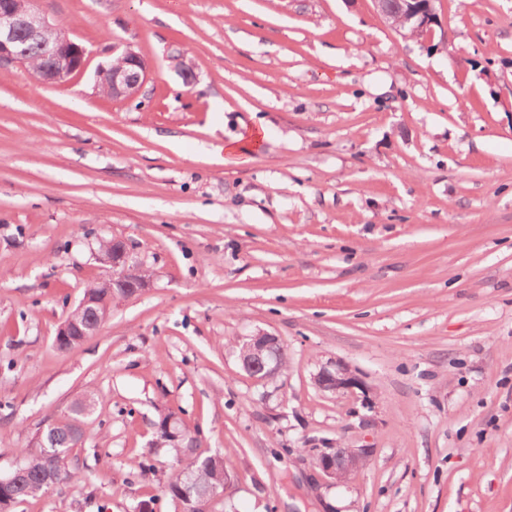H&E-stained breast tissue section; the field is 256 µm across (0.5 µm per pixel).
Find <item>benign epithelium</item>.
I'll list each match as a JSON object with an SVG mask.
<instances>
[{"label": "benign epithelium", "mask_w": 512, "mask_h": 512, "mask_svg": "<svg viewBox=\"0 0 512 512\" xmlns=\"http://www.w3.org/2000/svg\"><path fill=\"white\" fill-rule=\"evenodd\" d=\"M407 2L400 3V9L408 14L425 32L436 25L433 9L415 12L407 9ZM44 42L45 55L43 65L33 75L42 83L62 84L70 80L75 73L85 67V49L73 42L65 29L49 20L42 11L33 7V0H0V64H28L21 48V39ZM112 54L117 62L107 66L100 65L96 70V84H108L110 94L123 100L136 99L145 85L149 68L145 59L131 48L124 49L115 45ZM116 248L99 256V260L110 267L107 277L109 284L131 290V294L141 293L148 280L134 275L138 260L127 243L112 241ZM253 351L261 355L272 352L280 344V339L270 333H261L249 337ZM280 362L273 358L253 365L254 379L264 381L280 371ZM317 386L328 392L364 390L361 379L344 365L325 367L317 374ZM315 466L321 478L327 482L338 483L345 475L358 469L367 458L364 448H313Z\"/></svg>", "instance_id": "benign-epithelium-1"}]
</instances>
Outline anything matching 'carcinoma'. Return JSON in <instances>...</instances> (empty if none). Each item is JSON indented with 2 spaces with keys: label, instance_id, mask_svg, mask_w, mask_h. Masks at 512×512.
Here are the masks:
<instances>
[{
  "label": "carcinoma",
  "instance_id": "obj_1",
  "mask_svg": "<svg viewBox=\"0 0 512 512\" xmlns=\"http://www.w3.org/2000/svg\"><path fill=\"white\" fill-rule=\"evenodd\" d=\"M84 294L99 302L95 311L83 315L81 321L92 335L100 328L99 319L104 317L105 308L113 299L125 297V290L101 288L96 284L85 289ZM155 428L156 438L173 450L175 462L165 493L175 502L179 512H209L211 503L224 496L225 488L231 483V476L224 469V455L198 453V440L190 431L177 426L170 415L160 417ZM81 438L82 431L74 423L48 424L32 447L21 450V470L16 481L0 487V512H14L17 505L44 490V472L47 470L52 472L56 483L79 484L80 474L69 465L67 455L69 448Z\"/></svg>",
  "mask_w": 512,
  "mask_h": 512
}]
</instances>
